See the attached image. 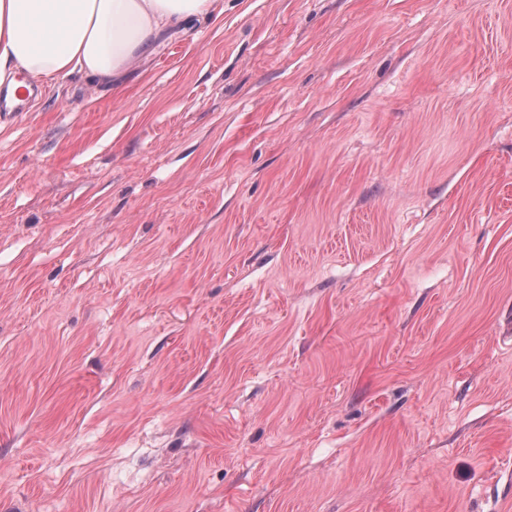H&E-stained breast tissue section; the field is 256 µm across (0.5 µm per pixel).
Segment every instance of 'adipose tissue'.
Wrapping results in <instances>:
<instances>
[{"label": "adipose tissue", "mask_w": 512, "mask_h": 512, "mask_svg": "<svg viewBox=\"0 0 512 512\" xmlns=\"http://www.w3.org/2000/svg\"><path fill=\"white\" fill-rule=\"evenodd\" d=\"M217 0H0V86L81 74L121 89L164 36L214 20Z\"/></svg>", "instance_id": "adipose-tissue-1"}]
</instances>
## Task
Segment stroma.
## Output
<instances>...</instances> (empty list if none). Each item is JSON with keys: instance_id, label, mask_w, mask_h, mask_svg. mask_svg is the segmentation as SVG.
Instances as JSON below:
<instances>
[{"instance_id": "obj_1", "label": "stroma", "mask_w": 512, "mask_h": 512, "mask_svg": "<svg viewBox=\"0 0 512 512\" xmlns=\"http://www.w3.org/2000/svg\"><path fill=\"white\" fill-rule=\"evenodd\" d=\"M0 116V512H512V0H220Z\"/></svg>"}]
</instances>
